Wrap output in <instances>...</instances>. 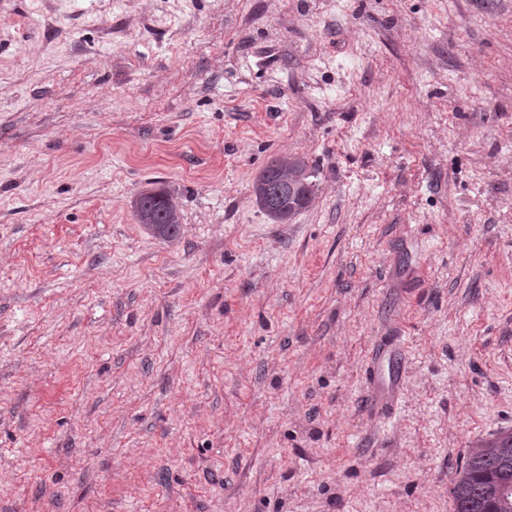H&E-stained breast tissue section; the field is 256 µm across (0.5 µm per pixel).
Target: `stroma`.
<instances>
[{"label":"stroma","instance_id":"35a3bbf8","mask_svg":"<svg viewBox=\"0 0 512 512\" xmlns=\"http://www.w3.org/2000/svg\"><path fill=\"white\" fill-rule=\"evenodd\" d=\"M507 429L512 0H0V512H453ZM314 170L300 156H278L264 166L253 183L256 205L275 223H286L312 201ZM294 190L291 197L289 191ZM299 196V200H296ZM134 216L151 234L167 242L179 238L181 215L177 198L163 189L142 192L134 203ZM406 358V347L401 336L381 342L373 349L365 377L371 390V404L375 411L386 410L398 399L406 370ZM384 361H388L391 366L387 380L380 375V366Z\"/></svg>","mask_w":512,"mask_h":512}]
</instances>
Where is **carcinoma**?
<instances>
[{
	"instance_id": "1",
	"label": "carcinoma",
	"mask_w": 512,
	"mask_h": 512,
	"mask_svg": "<svg viewBox=\"0 0 512 512\" xmlns=\"http://www.w3.org/2000/svg\"><path fill=\"white\" fill-rule=\"evenodd\" d=\"M314 170L300 156H278L264 166L253 183L256 205L276 223H285L308 207L314 196ZM134 216L154 236L179 238L177 198L163 189L142 192ZM454 512H512V431H501L474 450L452 488Z\"/></svg>"
}]
</instances>
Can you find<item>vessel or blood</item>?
Here are the masks:
<instances>
[{"mask_svg":"<svg viewBox=\"0 0 512 512\" xmlns=\"http://www.w3.org/2000/svg\"><path fill=\"white\" fill-rule=\"evenodd\" d=\"M405 370L406 347L401 338L375 346L365 372L374 410H386L397 400Z\"/></svg>","mask_w":512,"mask_h":512,"instance_id":"obj_1","label":"vessel or blood"}]
</instances>
